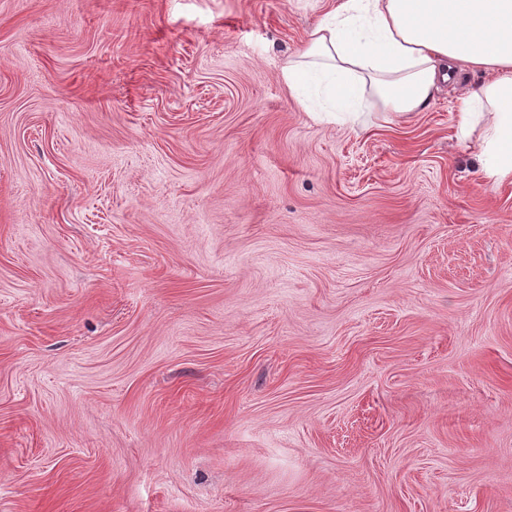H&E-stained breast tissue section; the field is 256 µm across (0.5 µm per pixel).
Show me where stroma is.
<instances>
[{
    "label": "stroma",
    "mask_w": 512,
    "mask_h": 512,
    "mask_svg": "<svg viewBox=\"0 0 512 512\" xmlns=\"http://www.w3.org/2000/svg\"><path fill=\"white\" fill-rule=\"evenodd\" d=\"M333 3L0 0V512H512L482 76L319 121Z\"/></svg>",
    "instance_id": "stroma-1"
}]
</instances>
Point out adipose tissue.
<instances>
[{
	"label": "adipose tissue",
	"mask_w": 512,
	"mask_h": 512,
	"mask_svg": "<svg viewBox=\"0 0 512 512\" xmlns=\"http://www.w3.org/2000/svg\"><path fill=\"white\" fill-rule=\"evenodd\" d=\"M483 81L459 98L460 129L484 132L487 177L512 178V0H338L281 77L316 118L372 126V112L425 109L454 73Z\"/></svg>",
	"instance_id": "ef3b65f1"
}]
</instances>
